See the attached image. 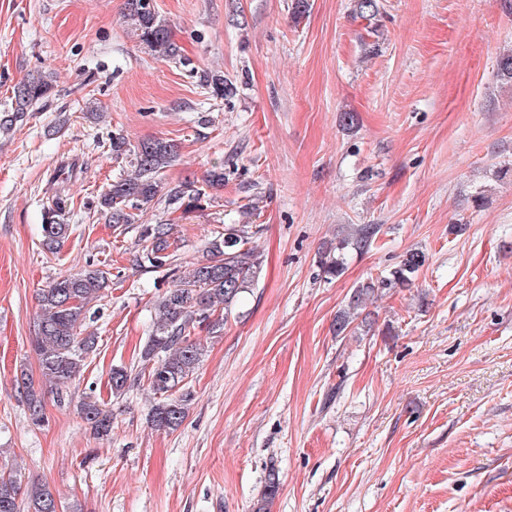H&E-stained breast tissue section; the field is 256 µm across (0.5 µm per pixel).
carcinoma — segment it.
Returning <instances> with one entry per match:
<instances>
[{
	"label": "carcinoma",
	"mask_w": 512,
	"mask_h": 512,
	"mask_svg": "<svg viewBox=\"0 0 512 512\" xmlns=\"http://www.w3.org/2000/svg\"><path fill=\"white\" fill-rule=\"evenodd\" d=\"M124 17L139 42L160 60H174L180 47L172 39L168 24L159 18L153 0H126ZM215 97L226 98L233 87L221 74L205 80ZM53 88L52 80L33 74L19 81L10 106L0 111V130L8 132L25 120L34 106L46 99ZM115 158H127L134 167L128 175L112 180L98 201L109 224H133L136 212L154 201L161 192V176L178 156L177 144L164 139H150L130 147L122 136L112 137L110 144ZM170 199L178 204L182 214L203 208L204 193L194 183L186 181L170 190ZM66 200L56 199L47 208L42 224V245L49 251L58 248L70 235V225L64 223ZM174 227L171 223L148 224L142 230L148 242L140 256V265L153 270L171 265L175 257ZM375 228L361 225L355 229L353 240L336 242V246L321 252L319 264L330 277L343 270L341 253L349 244L358 248L370 246ZM249 231L229 226L224 234L213 239L206 256L189 274L162 294L157 304L158 319L152 336L143 347L140 359L147 381L157 395L151 407L150 422L160 431L174 432L181 427L192 401L188 379L201 362L203 348L192 339L194 331L205 325L211 334L224 329L223 319L215 312H228L254 281L261 267L260 253L249 245ZM426 261L421 252H409L388 277L371 280L355 288L346 307L336 315V335H343L361 315L367 299L380 288L398 285L410 287ZM109 288L107 272L87 268L61 275L42 289L38 297L41 314L32 345L39 356L42 376L60 392L81 375L87 357L97 350L96 337L84 333L83 321L91 303L100 300ZM130 380L128 371L115 366L110 372L112 393L120 395ZM20 387L33 423L44 420V392L32 383L26 373L20 374ZM82 417L98 435L112 429V411L97 400L80 405ZM280 488L278 471L270 468L265 478L261 501L276 497ZM27 501V512H63L61 502L43 482L22 483L20 476L0 472V512H19L18 499Z\"/></svg>",
	"instance_id": "cac0c4a2"
}]
</instances>
